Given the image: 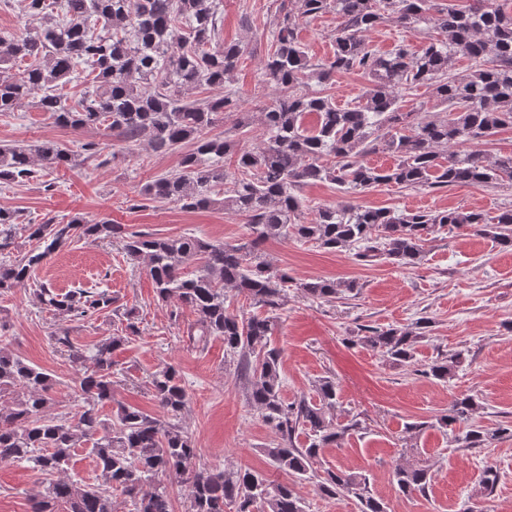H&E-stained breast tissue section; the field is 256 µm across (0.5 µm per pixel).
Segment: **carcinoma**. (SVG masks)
<instances>
[{
	"instance_id": "1",
	"label": "carcinoma",
	"mask_w": 512,
	"mask_h": 512,
	"mask_svg": "<svg viewBox=\"0 0 512 512\" xmlns=\"http://www.w3.org/2000/svg\"><path fill=\"white\" fill-rule=\"evenodd\" d=\"M24 13L44 19L31 32L0 36V66L19 67L0 79V112H13L29 100L53 122L74 130L96 128L128 144L147 138L155 152L189 146L180 170L147 183L140 196L176 203L187 211L221 207L244 224L241 242L228 244L195 236L155 238L125 232L108 220L74 216L21 225L19 214L0 208V252L28 233L36 246L0 265V293L24 285L55 252L81 240L120 237L132 260L148 259L158 301L185 306L196 319L182 330L190 344L205 348L224 340V354L237 360L249 378V403L277 441L264 449L269 465L291 477L270 479L250 468L210 469L197 464L198 449L182 419L190 398L180 372L164 366L148 383L164 421L123 403L111 417L102 414L112 401L113 353L127 340L109 336L93 351L76 346L64 331L56 343L78 376L82 410L54 414L56 381L0 346V463H27L52 477L31 499L30 512H114L112 491L121 492L134 512H173L165 480L174 475L188 488L189 512H305L296 491L316 479L321 495L353 497L359 512H386L368 491L366 478L323 466L324 448L339 444L359 421H336V383L323 379L318 401L282 395L280 350L273 346L274 312L284 305L291 277L263 259L262 246L290 236L330 251L360 248L372 262L386 259L400 267L417 264L427 237L444 227L466 228L512 249V208L490 216L480 210L446 209L397 212L348 204L318 206L301 220L300 190L330 182L345 194L379 184L401 187L482 186L512 183V154L493 160L466 146L512 127V9L499 0H466L461 8L437 7L432 0H288L276 12L265 75L278 92L261 110L267 139L246 147L212 129L237 109L229 95L194 99L203 85L222 86L243 58L241 45L218 39L216 0H20ZM336 15L333 54L312 64L299 38L300 20ZM384 23L405 29L422 26L428 35L412 52L405 43L381 53L366 40ZM473 62L468 73L453 75L459 57ZM368 77L362 97L340 109L327 96L307 91L315 82L332 83L336 74ZM75 83L79 90L63 88ZM429 90L440 112L418 105L404 110L401 91ZM390 154L394 163L380 169L363 161L370 153ZM74 167L75 154L57 142L35 145L0 143V183H26L46 168ZM199 262L191 277L182 266ZM298 287L330 301L358 294L355 280L315 278ZM250 302L257 312H227L226 290ZM37 298L53 315L69 321L112 312V295L75 288L60 295L44 285ZM428 321L411 328H372L359 341L389 359L406 363L426 336ZM462 363L461 353L440 356L425 374L447 381ZM479 404L469 394L448 403L437 423L465 425L462 442L482 448L512 438V425L487 428L473 420ZM304 431L307 445L295 434ZM91 446L98 477L78 483L66 476L76 450ZM394 479L405 494L422 492L429 466H398Z\"/></svg>"
}]
</instances>
